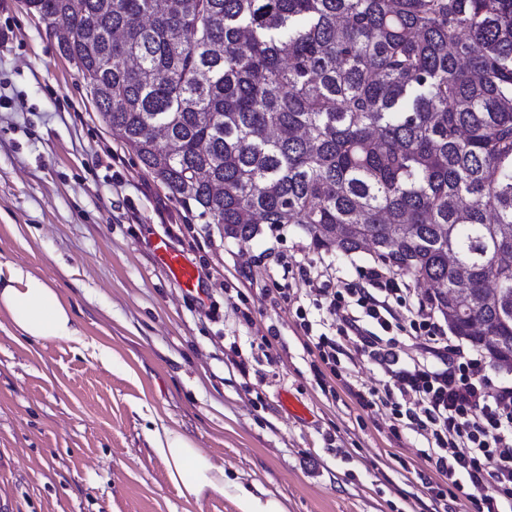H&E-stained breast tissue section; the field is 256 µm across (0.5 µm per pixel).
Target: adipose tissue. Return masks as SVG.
Listing matches in <instances>:
<instances>
[{"label":"adipose tissue","mask_w":512,"mask_h":512,"mask_svg":"<svg viewBox=\"0 0 512 512\" xmlns=\"http://www.w3.org/2000/svg\"><path fill=\"white\" fill-rule=\"evenodd\" d=\"M0 315L26 338L78 344L84 341L82 326L60 290L21 265L10 264L0 270ZM156 450L171 466L172 479L181 481L186 496L199 495L206 488L223 491V472L214 473L199 464L186 436L165 431L156 438Z\"/></svg>","instance_id":"1"}]
</instances>
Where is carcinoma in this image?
<instances>
[{"mask_svg": "<svg viewBox=\"0 0 512 512\" xmlns=\"http://www.w3.org/2000/svg\"><path fill=\"white\" fill-rule=\"evenodd\" d=\"M25 2L225 237L300 224L318 249L371 248L512 360V0Z\"/></svg>", "mask_w": 512, "mask_h": 512, "instance_id": "1", "label": "carcinoma"}]
</instances>
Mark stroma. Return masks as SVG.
Segmentation results:
<instances>
[{
    "instance_id": "1",
    "label": "stroma",
    "mask_w": 512,
    "mask_h": 512,
    "mask_svg": "<svg viewBox=\"0 0 512 512\" xmlns=\"http://www.w3.org/2000/svg\"><path fill=\"white\" fill-rule=\"evenodd\" d=\"M159 237L207 259L202 293L155 263ZM6 263L59 288L85 342H35L0 316V512H242L246 494L283 512H434L418 478L421 436L360 408L340 381L373 387L379 368L323 362L299 318L320 311L288 298L300 269L323 270L337 289L361 283L373 257L316 248L296 224L225 237L102 120L58 35L23 0H0ZM272 332L268 358L239 372L236 353ZM166 429L223 469V492L183 496L155 450Z\"/></svg>"
}]
</instances>
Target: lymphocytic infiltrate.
Returning <instances> with one entry per match:
<instances>
[{
    "instance_id": "f902f5d3",
    "label": "lymphocytic infiltrate",
    "mask_w": 512,
    "mask_h": 512,
    "mask_svg": "<svg viewBox=\"0 0 512 512\" xmlns=\"http://www.w3.org/2000/svg\"><path fill=\"white\" fill-rule=\"evenodd\" d=\"M363 279L360 287L318 289L336 329L315 337L320 359H335L350 342L383 371L382 387L347 391L361 408L404 413L408 428L427 440L421 456L429 471L420 481L436 502L445 500L436 491L445 482L480 491L478 512H512V383L493 382L483 354L452 344L430 303L402 318L392 305L397 276L388 267L366 268ZM407 327L417 334L411 345L392 335Z\"/></svg>"
}]
</instances>
